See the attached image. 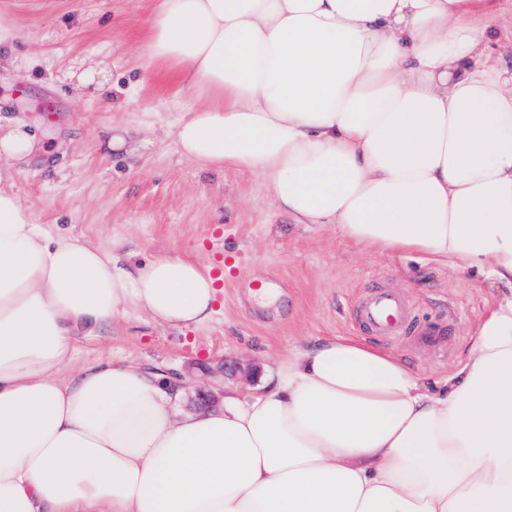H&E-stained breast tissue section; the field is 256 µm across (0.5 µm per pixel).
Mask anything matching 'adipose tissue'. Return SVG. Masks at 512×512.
Returning a JSON list of instances; mask_svg holds the SVG:
<instances>
[{"instance_id": "adipose-tissue-1", "label": "adipose tissue", "mask_w": 512, "mask_h": 512, "mask_svg": "<svg viewBox=\"0 0 512 512\" xmlns=\"http://www.w3.org/2000/svg\"><path fill=\"white\" fill-rule=\"evenodd\" d=\"M488 0H155L144 53L204 104L174 132L199 169L250 171L331 224L505 290L451 371L334 336L258 392L174 415L166 374L74 342L126 308L215 314L210 267L136 273L35 224L0 175V512H512V68Z\"/></svg>"}]
</instances>
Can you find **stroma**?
I'll use <instances>...</instances> for the list:
<instances>
[{"instance_id": "stroma-1", "label": "stroma", "mask_w": 512, "mask_h": 512, "mask_svg": "<svg viewBox=\"0 0 512 512\" xmlns=\"http://www.w3.org/2000/svg\"><path fill=\"white\" fill-rule=\"evenodd\" d=\"M153 0H0V20L21 39L0 68V126L24 123L34 152L13 162L11 183L35 223L117 253L129 267L169 255L206 263L223 248L235 265L223 310L196 330L130 308L75 344L69 374L99 359L178 374L177 407L248 396L260 377L317 339L353 333V306L373 289L399 290L417 321L386 341L421 374L447 372L500 286L475 272L406 253L375 255L329 226L291 223L268 185L234 167L202 171L181 156L174 131L199 100L175 73L148 66ZM129 129L122 151L113 130ZM272 282L249 300L252 281Z\"/></svg>"}]
</instances>
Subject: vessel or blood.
<instances>
[{
    "mask_svg": "<svg viewBox=\"0 0 512 512\" xmlns=\"http://www.w3.org/2000/svg\"><path fill=\"white\" fill-rule=\"evenodd\" d=\"M411 321L412 312L403 297L379 289L360 301L355 324L373 335L394 337L406 332Z\"/></svg>",
    "mask_w": 512,
    "mask_h": 512,
    "instance_id": "1",
    "label": "vessel or blood"
}]
</instances>
